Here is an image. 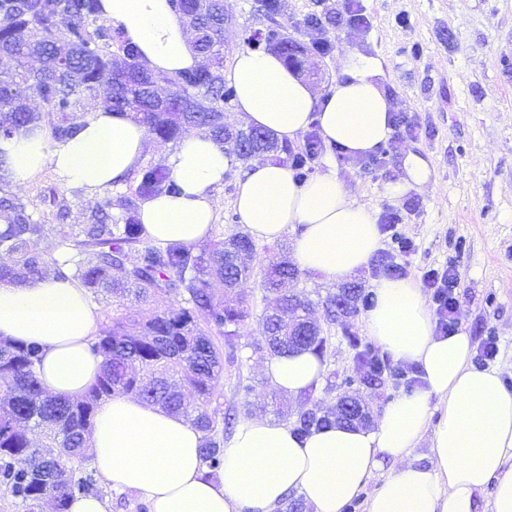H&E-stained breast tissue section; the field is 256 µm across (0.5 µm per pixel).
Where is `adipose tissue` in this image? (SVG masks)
Segmentation results:
<instances>
[{
    "mask_svg": "<svg viewBox=\"0 0 512 512\" xmlns=\"http://www.w3.org/2000/svg\"><path fill=\"white\" fill-rule=\"evenodd\" d=\"M102 9L151 71L175 76L200 66L190 29L169 0H102ZM342 72L320 93L277 55L242 50L227 77L249 126L292 142L315 123L327 145L363 156L389 139L392 105L369 62L345 58ZM79 122L81 132L65 142L39 130L0 141L13 181L49 166L62 184L93 199L141 166L148 134L131 113L90 108ZM166 156L181 192L144 200L140 221L154 242L203 244L216 219L214 191L235 158L202 133L184 136ZM234 206L256 240L296 228V264L338 283L381 247L374 211L331 169L300 182L286 166L253 164L237 180ZM374 293L364 316L368 335L394 361L418 365L422 384L389 401L373 424L342 423L301 439L287 425L255 417L236 428L213 477L200 458L202 434L189 420L116 394L98 409L88 437L95 470L150 512H275L292 491L313 512H344L360 497L365 512H481L478 496L488 487L490 512H512V389L497 369L471 366L465 333L437 334L414 282L383 278ZM98 318L78 282L0 283V336L42 345L38 376L48 394L79 399L98 376L101 360L90 349ZM264 372L277 390L296 395L320 384L324 364L305 351L272 358ZM427 432L430 464L422 467L410 456ZM377 476L381 485L363 497Z\"/></svg>",
    "mask_w": 512,
    "mask_h": 512,
    "instance_id": "adipose-tissue-1",
    "label": "adipose tissue"
}]
</instances>
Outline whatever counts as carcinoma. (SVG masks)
<instances>
[{"instance_id":"cac0c4a2","label":"carcinoma","mask_w":512,"mask_h":512,"mask_svg":"<svg viewBox=\"0 0 512 512\" xmlns=\"http://www.w3.org/2000/svg\"><path fill=\"white\" fill-rule=\"evenodd\" d=\"M182 19L197 23L194 48L208 64L175 77L158 75L140 61L138 48L107 24L102 0H0V139L41 129L55 141L73 138L80 125L74 113L100 105L130 112L148 132L178 141L192 127L218 146L249 161L274 156L284 147L256 129L232 130L224 123V105L236 97L224 83V9L220 0L201 14L198 0H171ZM269 49L302 69L300 46L271 33ZM131 195L117 203L107 198L82 224H51L45 211L64 220L70 201L53 186L40 203L15 192L6 161L0 159V253L12 264L0 266V282L24 283L53 276L76 281L93 297L111 296L112 304L129 297L148 303L174 296L179 308L157 310L146 319L118 313L112 326L91 343L102 359L100 375L83 398L48 396L38 368L43 350L36 342L0 339V488L25 512H36L51 498L57 512L70 499L96 491L82 470L83 448L95 415L112 394H131L145 403L189 420L203 434L201 457L211 474L224 463V352L249 316V307L224 295L254 274V241L238 233L218 239L208 252L173 241L153 243L138 217L139 202L176 194L179 186L162 166L133 172ZM119 215H112V206ZM56 240L59 255L35 251L40 239ZM269 253L260 269L265 292L262 345L273 356L310 350L323 356L328 338L310 318L312 302L288 285L299 270ZM349 312L373 304L362 286L349 297ZM367 367L365 382L381 381L384 366L367 346L358 353ZM196 397L186 400L185 392ZM342 420L339 413L310 409L292 430L304 438ZM41 429L44 448L28 436Z\"/></svg>"}]
</instances>
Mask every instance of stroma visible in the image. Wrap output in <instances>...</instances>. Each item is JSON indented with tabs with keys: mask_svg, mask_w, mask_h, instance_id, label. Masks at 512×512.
<instances>
[{
	"mask_svg": "<svg viewBox=\"0 0 512 512\" xmlns=\"http://www.w3.org/2000/svg\"><path fill=\"white\" fill-rule=\"evenodd\" d=\"M224 61L232 63L250 31L278 23L303 49L304 77L317 91L340 76L338 61L350 52L375 58L383 84L407 125L376 150L373 161H360L339 148L323 147L310 161L312 172L335 167L359 201L376 214L399 211L397 233L411 243L398 251L382 235L380 253L359 271L355 283L372 290L384 278V262L401 264L408 279L424 283L425 274L455 262L461 302L458 329L474 348L495 337L492 362L512 388V0H362L371 24L351 32L327 24L332 50L310 48L305 22L311 14L335 10L334 0H278L274 16L258 11L256 0H223ZM428 168L426 183L393 195L391 184L406 179L407 155ZM240 168H233L214 193V237L244 232L233 206ZM338 285L319 273L301 272L295 291L314 303V316L328 338L325 374L311 395H288L274 388L262 366L270 358L257 349L264 292L259 277L239 283L236 296L246 300L250 316L231 345L237 360L225 365L224 411L234 423L256 416L289 419L315 407L331 413L345 395L357 397L371 417L387 402L420 383L390 362L380 384L362 385L364 364L356 342H368L363 312L327 324L325 300Z\"/></svg>",
	"mask_w": 512,
	"mask_h": 512,
	"instance_id": "obj_1",
	"label": "stroma"
}]
</instances>
